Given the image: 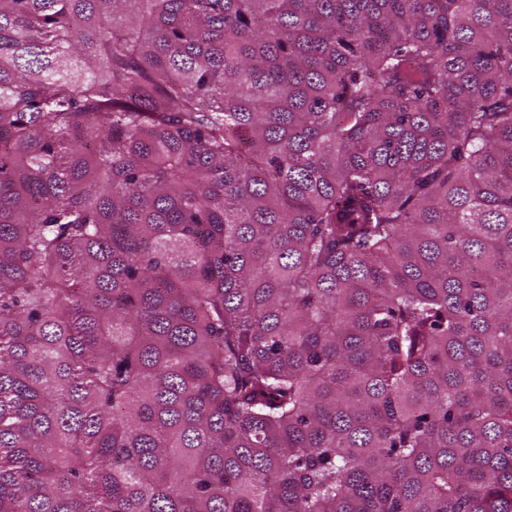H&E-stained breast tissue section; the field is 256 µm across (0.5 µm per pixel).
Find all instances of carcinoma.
<instances>
[{
	"label": "carcinoma",
	"instance_id": "cac0c4a2",
	"mask_svg": "<svg viewBox=\"0 0 512 512\" xmlns=\"http://www.w3.org/2000/svg\"><path fill=\"white\" fill-rule=\"evenodd\" d=\"M0 512H512V0H0Z\"/></svg>",
	"mask_w": 512,
	"mask_h": 512
}]
</instances>
